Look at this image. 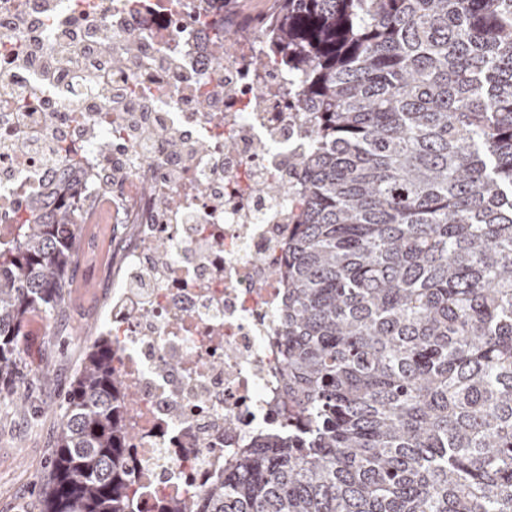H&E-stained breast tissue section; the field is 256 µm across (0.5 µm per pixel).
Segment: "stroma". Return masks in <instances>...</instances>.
Instances as JSON below:
<instances>
[{"instance_id": "35a3bbf8", "label": "stroma", "mask_w": 512, "mask_h": 512, "mask_svg": "<svg viewBox=\"0 0 512 512\" xmlns=\"http://www.w3.org/2000/svg\"><path fill=\"white\" fill-rule=\"evenodd\" d=\"M115 225L84 224L61 306L32 312L18 341L19 375L0 394V512H44L41 484L60 430L63 398L97 337Z\"/></svg>"}]
</instances>
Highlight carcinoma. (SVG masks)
<instances>
[{
	"instance_id": "1",
	"label": "carcinoma",
	"mask_w": 512,
	"mask_h": 512,
	"mask_svg": "<svg viewBox=\"0 0 512 512\" xmlns=\"http://www.w3.org/2000/svg\"><path fill=\"white\" fill-rule=\"evenodd\" d=\"M243 28L296 83L281 340L288 437L171 512H512V0H271ZM240 29L213 42L216 68ZM137 49L113 53L120 65ZM0 240V384L76 260L51 194ZM112 337L66 400L45 512H127Z\"/></svg>"
}]
</instances>
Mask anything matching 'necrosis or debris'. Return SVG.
I'll use <instances>...</instances> for the list:
<instances>
[{"instance_id": "obj_1", "label": "necrosis or debris", "mask_w": 512, "mask_h": 512, "mask_svg": "<svg viewBox=\"0 0 512 512\" xmlns=\"http://www.w3.org/2000/svg\"><path fill=\"white\" fill-rule=\"evenodd\" d=\"M223 26L222 0H0V217L27 218L21 203L54 192L86 223L104 212L135 227L98 311L132 396L131 512L202 494L283 430L287 294L273 270L292 226L287 196L257 188L287 184L313 140L288 109L287 72L251 69L260 36L213 65ZM109 33L141 43L123 68L98 51ZM17 139L30 146L21 158ZM162 241L174 253L163 268Z\"/></svg>"}]
</instances>
